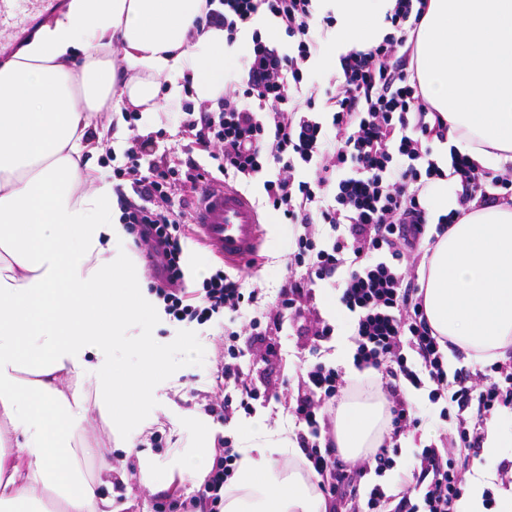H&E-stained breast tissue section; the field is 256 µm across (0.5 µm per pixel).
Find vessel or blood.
Wrapping results in <instances>:
<instances>
[{
  "mask_svg": "<svg viewBox=\"0 0 512 512\" xmlns=\"http://www.w3.org/2000/svg\"><path fill=\"white\" fill-rule=\"evenodd\" d=\"M55 0H0V44L23 30L31 18L48 13ZM205 199L196 214L202 243L228 262L245 260L258 251L262 230L260 215L250 199L231 188H204Z\"/></svg>",
  "mask_w": 512,
  "mask_h": 512,
  "instance_id": "1",
  "label": "vessel or blood"
}]
</instances>
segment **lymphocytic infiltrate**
I'll list each match as a JSON object with an SVG mask.
<instances>
[{
  "label": "lymphocytic infiltrate",
  "mask_w": 512,
  "mask_h": 512,
  "mask_svg": "<svg viewBox=\"0 0 512 512\" xmlns=\"http://www.w3.org/2000/svg\"><path fill=\"white\" fill-rule=\"evenodd\" d=\"M218 2L219 9L208 10L204 21L222 26L227 43L261 13L275 20L284 41L275 46L253 32L242 77L227 80L219 111L201 115L196 140L218 160L228 185L262 179L265 206L294 228L288 275L261 317L246 314L256 306L258 290L224 270L204 278L199 288H187L181 238L192 215L174 200L175 170L144 165L150 143L139 140L112 175L131 181L132 196L119 198L121 220L136 246L145 248L159 279L151 292L170 320L200 325L225 320L226 362L216 386L225 392L222 415L228 420L237 411H251L253 401L275 396L248 384L239 364L242 343L276 352L268 336L288 319L298 335L309 337V351L318 356L335 327L314 306V287L333 281L340 305L353 316V364L357 371L379 375L388 423L380 448L366 458L344 460L334 439L336 406L369 382L318 360L301 372L284 414L328 512H456L487 422L512 410V357L476 366L470 379L449 375L442 351L448 340L427 320L417 267L424 245L435 244L463 209L512 204V165L496 174L451 150L450 166L461 186L459 207L429 222L420 191L443 176L431 158V144L444 140L448 127L425 99L410 64L428 0H396L381 41L341 55L325 114L314 97H303L302 85L334 17L314 19L313 0ZM319 224L330 229L320 243ZM423 388L431 402L442 405L439 417L453 428L452 448L445 453L433 444L420 448L399 494L386 493L379 484L363 488L368 473L380 476L394 466L401 437L419 427L408 392ZM218 445L222 456L182 502V512H223L224 488L238 454L229 439Z\"/></svg>",
  "instance_id": "obj_1"
}]
</instances>
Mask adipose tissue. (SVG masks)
Masks as SVG:
<instances>
[{
	"label": "adipose tissue",
	"mask_w": 512,
	"mask_h": 512,
	"mask_svg": "<svg viewBox=\"0 0 512 512\" xmlns=\"http://www.w3.org/2000/svg\"><path fill=\"white\" fill-rule=\"evenodd\" d=\"M395 0H315L336 26L322 65L378 42ZM205 0H68L0 59V512H112L100 487L111 449L88 434L91 417L122 431L164 372L144 353L137 373L107 355L131 316H149L134 295L112 177L93 162L111 144L101 113L123 106L146 127L224 95V80L252 45L253 29L227 45L223 28L199 24ZM424 95L454 144L481 167L512 158V0H428L415 46ZM430 326L469 358L512 350V205L476 207L439 237L428 261ZM96 361H89V354ZM237 469L224 512H326L287 431L238 425ZM385 434L376 397L336 409L343 455L366 456ZM213 452H175L165 465L139 461L146 489L173 474L205 477Z\"/></svg>",
	"instance_id": "ef3b65f1"
}]
</instances>
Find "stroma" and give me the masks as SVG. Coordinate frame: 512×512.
<instances>
[{"label":"stroma","instance_id":"35a3bbf8","mask_svg":"<svg viewBox=\"0 0 512 512\" xmlns=\"http://www.w3.org/2000/svg\"><path fill=\"white\" fill-rule=\"evenodd\" d=\"M196 109V104H189L186 111L174 113L167 126L152 132L155 143L152 161L165 162L182 175L196 166L215 169V161L196 144L193 131L185 127L190 113ZM263 230L264 241L259 249L261 261L250 269L248 280L261 288L266 301L270 302L286 275V255L294 229L268 215L264 218ZM183 248L188 288L198 287L205 276L224 265L223 258L207 250L196 237L186 238ZM276 340L281 346L278 354L264 357L248 354L241 357L240 364L255 387L278 391L280 402L254 401L252 412L262 415L269 428L282 429L286 426L282 401L297 388L299 367L310 358V342L286 324L278 331ZM142 346L153 349L165 359L170 379L139 408L128 427L127 439L111 440L112 458L124 466L122 474L112 477L116 512H152L155 504L167 501L169 496L190 498L197 487L195 481L177 475L169 488L153 492L144 490L140 484L139 455L164 463L176 449L214 448L221 437L227 436L234 441L239 438L217 413L224 402V396L218 393L215 384L217 367L224 361L221 322L185 324L161 315L143 322L140 335L120 337L112 355L132 363ZM413 402L422 412L423 423L402 439L392 470L380 477L371 473L365 478L369 484L382 482L391 494L400 491L414 453L425 444L438 442L446 431L445 422L439 418L440 407L429 401L426 391H418ZM200 415L206 421L202 430L196 424Z\"/></svg>","mask_w":512,"mask_h":512}]
</instances>
